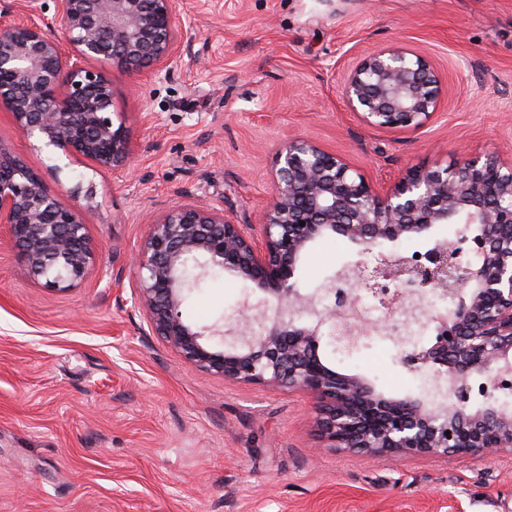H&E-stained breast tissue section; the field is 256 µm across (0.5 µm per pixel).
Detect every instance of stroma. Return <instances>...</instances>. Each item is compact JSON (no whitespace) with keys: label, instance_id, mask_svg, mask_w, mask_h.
<instances>
[{"label":"stroma","instance_id":"35a3bbf8","mask_svg":"<svg viewBox=\"0 0 512 512\" xmlns=\"http://www.w3.org/2000/svg\"><path fill=\"white\" fill-rule=\"evenodd\" d=\"M184 31L167 75L109 65L127 116V169L93 171L24 136L0 106V142L82 207L94 268L55 291L33 280L0 224V512H512V453L372 457L328 447L302 391L188 367L133 305L127 259L147 224L200 199L257 224L275 153L294 137L342 157L378 190L458 151L512 161V0H178ZM438 75L440 106L420 128L364 123L343 101L348 69L391 46ZM361 248L315 242L296 278L321 287ZM246 292L216 273L187 293L194 326L223 324ZM378 391L420 379L375 339L337 361Z\"/></svg>","mask_w":512,"mask_h":512}]
</instances>
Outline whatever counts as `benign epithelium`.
Masks as SVG:
<instances>
[{
	"label": "benign epithelium",
	"mask_w": 512,
	"mask_h": 512,
	"mask_svg": "<svg viewBox=\"0 0 512 512\" xmlns=\"http://www.w3.org/2000/svg\"><path fill=\"white\" fill-rule=\"evenodd\" d=\"M52 2L49 16L47 3L27 0L26 21L10 5L0 9V104L45 146L96 170L123 169L132 153L126 115L112 111V80L92 62L169 71L182 43L176 0ZM341 93L367 124L410 130L437 111L441 86L422 55L391 47L358 61ZM273 178L257 226L199 201L151 221L131 258L134 305L151 332L191 368L310 394L316 429L336 448L373 457L512 452V403L496 397L512 387V163L465 152L446 167L411 168L381 194L342 158L297 137L277 151ZM0 223L48 288H70L96 264L83 213L62 205L1 142ZM437 224L457 231L418 258L394 250ZM330 235L373 260L305 292L298 262ZM215 270L252 283L259 296L247 294L220 328L192 326L182 318L185 294ZM363 292L383 309L376 322L361 308ZM376 334L420 376V395L386 396L320 356L323 344L350 354Z\"/></svg>",
	"instance_id": "1"
}]
</instances>
